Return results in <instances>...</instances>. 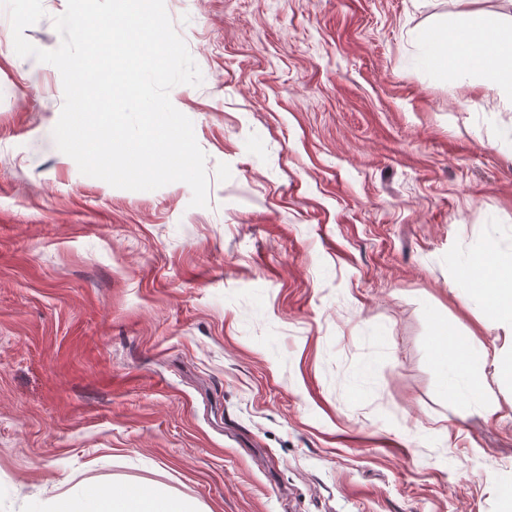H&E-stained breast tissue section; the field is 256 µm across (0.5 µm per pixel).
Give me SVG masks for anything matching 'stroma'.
<instances>
[{
  "label": "stroma",
  "mask_w": 512,
  "mask_h": 512,
  "mask_svg": "<svg viewBox=\"0 0 512 512\" xmlns=\"http://www.w3.org/2000/svg\"><path fill=\"white\" fill-rule=\"evenodd\" d=\"M202 74L170 91L191 188L117 189L52 131L53 65L0 4V512L71 481L203 512H503L512 381L443 386L439 327L512 356L467 302L512 244V102L418 59L507 0H165Z\"/></svg>",
  "instance_id": "stroma-1"
}]
</instances>
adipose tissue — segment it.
<instances>
[{
	"label": "adipose tissue",
	"instance_id": "obj_1",
	"mask_svg": "<svg viewBox=\"0 0 512 512\" xmlns=\"http://www.w3.org/2000/svg\"><path fill=\"white\" fill-rule=\"evenodd\" d=\"M420 60L430 67L449 68L464 80L476 73L490 76L501 95L512 100V24L463 26L435 30L422 40ZM468 299L481 304L490 325L512 334V252L486 244L463 273ZM440 354L451 355L444 384L452 394L482 398L478 370L483 354L472 341L440 329L433 338ZM33 512H194L180 500L161 492L104 486L70 489L54 499L38 501Z\"/></svg>",
	"mask_w": 512,
	"mask_h": 512
}]
</instances>
